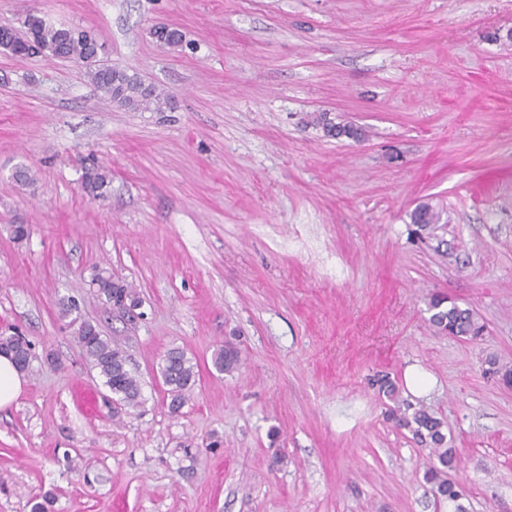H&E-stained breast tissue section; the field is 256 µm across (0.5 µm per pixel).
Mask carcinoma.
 <instances>
[{
  "label": "carcinoma",
  "mask_w": 512,
  "mask_h": 512,
  "mask_svg": "<svg viewBox=\"0 0 512 512\" xmlns=\"http://www.w3.org/2000/svg\"><path fill=\"white\" fill-rule=\"evenodd\" d=\"M0 48L14 56H50L90 66L88 76L91 82L118 108L132 112H164L172 108L171 97L157 91L155 86L145 84L124 69L98 64L101 45L87 30L57 26L43 16L30 14L24 30L0 29ZM109 186V173L105 168L94 166L85 172L84 188L92 197H105ZM410 219L417 230L430 236L441 228L439 212L428 204L416 207ZM92 284L96 286L98 295L114 309L124 310L141 304L134 288L110 275L97 272L93 275ZM427 311L430 327L439 334L466 340H476L484 334L485 326L479 323L471 309L463 308L443 295H432ZM76 334L102 386L116 397L118 405L123 409L139 407L141 383L129 369L124 350L101 332L94 331V327H86L82 322ZM212 362L218 372L230 375L241 366L240 351L228 342L214 352ZM195 368L196 364L182 351L172 350L165 356L160 372L171 396V411H178L193 390L197 376ZM375 385L378 386V393L395 404L388 411V419L396 427L409 431L412 439L428 450L430 464L423 475L425 482L436 488L440 499L457 503L462 495L461 486L448 477V471L456 468L457 449L448 445L444 421L423 407L411 412L401 408L399 388L389 375L378 376Z\"/></svg>",
  "instance_id": "cac0c4a2"
}]
</instances>
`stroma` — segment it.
Segmentation results:
<instances>
[{"mask_svg":"<svg viewBox=\"0 0 512 512\" xmlns=\"http://www.w3.org/2000/svg\"><path fill=\"white\" fill-rule=\"evenodd\" d=\"M31 13L93 30L101 63L174 109H119L83 63L0 50V333L36 353L0 409V512L48 493V512H455L371 384L412 364L465 512H512V389L489 370L512 369V0H0V27ZM321 112L364 138L326 136ZM97 165L102 199L82 185ZM424 202L444 228L422 241ZM101 270L139 316L90 287ZM435 293L481 341L430 329ZM78 321L126 352L140 408L114 411ZM227 341L231 375L211 362ZM173 348L198 371L176 413ZM109 186V173L104 167L94 166L85 172L84 188L93 198H104L108 193ZM92 284L96 286L97 293L113 309L126 310L130 306L141 304V300L134 288L126 282L97 272L93 275ZM212 362L218 372L233 374L241 366L240 351L233 343L228 342L214 352Z\"/></svg>","mask_w":512,"mask_h":512,"instance_id":"obj_1","label":"stroma"}]
</instances>
